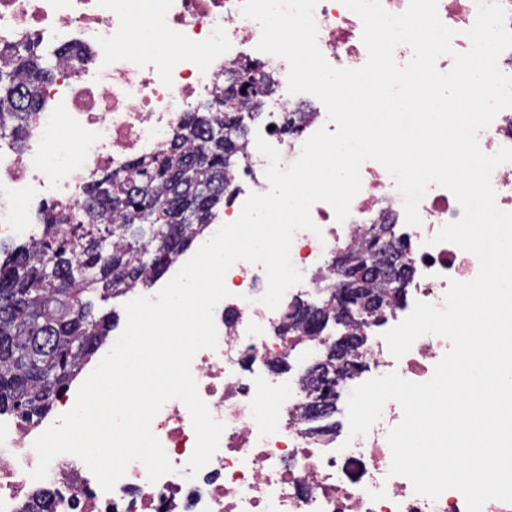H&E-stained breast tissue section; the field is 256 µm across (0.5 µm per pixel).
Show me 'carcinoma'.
I'll return each mask as SVG.
<instances>
[{
    "label": "carcinoma",
    "mask_w": 512,
    "mask_h": 512,
    "mask_svg": "<svg viewBox=\"0 0 512 512\" xmlns=\"http://www.w3.org/2000/svg\"><path fill=\"white\" fill-rule=\"evenodd\" d=\"M0 63V140L17 138L40 111L42 83L52 68L25 47L3 51ZM213 111L209 102L186 113L164 152L130 175L106 173L86 188L76 210L48 215L42 238L0 262V415L24 421L48 413L57 397L115 325L99 315L94 297H118L122 287L149 286L200 240L224 203L226 180L238 161L248 122L258 108L239 106L232 93ZM349 343L330 364L363 345L361 324L349 317ZM283 331L319 333L314 321L289 313Z\"/></svg>",
    "instance_id": "cac0c4a2"
}]
</instances>
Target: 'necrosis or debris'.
I'll return each mask as SVG.
<instances>
[{
	"label": "necrosis or debris",
	"instance_id": "necrosis-or-debris-1",
	"mask_svg": "<svg viewBox=\"0 0 512 512\" xmlns=\"http://www.w3.org/2000/svg\"><path fill=\"white\" fill-rule=\"evenodd\" d=\"M241 0H0V49L31 44L48 48L55 75L43 84V107L21 141L0 144V239L28 241L44 231L46 213L74 208L100 174L126 176L135 162H149L172 130L197 104L215 100L228 78L246 65L272 74L275 94L249 87L241 98L259 104L263 123L248 137L239 172L224 196V220L234 222L248 196L269 188L267 159L257 138L275 147L281 164L295 161L318 129L335 131L314 96L289 93L287 63L259 52V24L240 12ZM441 21L453 29L452 47H470L466 32L476 20L477 0H438ZM317 45L336 68L367 60L360 17L341 0H319L313 12ZM298 129L280 131L284 116ZM420 225L409 226L388 171L369 160L350 215L337 222L332 207L315 203L316 232H298L290 257L303 273L276 309L258 303L266 288L262 266L235 263L225 276L230 295L215 309L217 346L199 351L191 372L212 415L224 422L218 450L199 474L188 462L195 433L186 406L166 402L152 422L172 473L149 482L141 463L130 464L112 491H103L78 457L53 459L45 479L31 476L38 464L35 440L44 425L28 427L0 417V512H21L37 490L62 497L58 512H466L455 489L432 499L414 492L409 479L389 473L388 432L403 417L388 402L366 435L349 438L347 420L326 434H311L300 415L309 401L301 378L275 371L294 354L277 327L305 293L331 286L330 259L352 244L360 228L387 224L412 274L399 306L384 321L364 328L365 344L338 388L389 373L413 382L431 378L450 348L448 339L424 335L394 358L383 338L416 302L442 304L450 281L478 273L477 258L457 245H428V238L461 216L454 195L430 186L419 204Z\"/></svg>",
	"mask_w": 512,
	"mask_h": 512
}]
</instances>
